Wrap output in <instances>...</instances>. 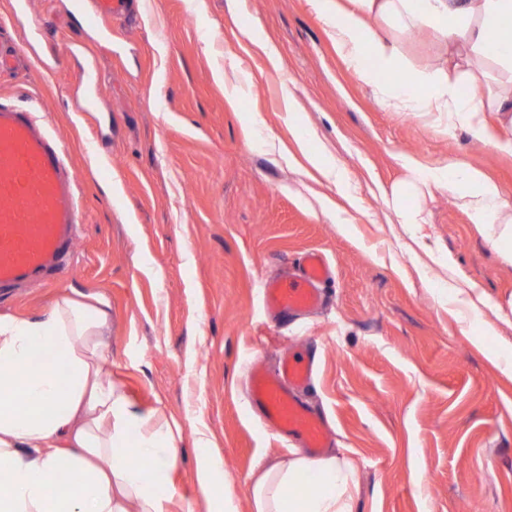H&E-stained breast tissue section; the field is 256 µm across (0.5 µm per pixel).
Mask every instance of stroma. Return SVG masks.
I'll use <instances>...</instances> for the list:
<instances>
[{
    "label": "stroma",
    "mask_w": 512,
    "mask_h": 512,
    "mask_svg": "<svg viewBox=\"0 0 512 512\" xmlns=\"http://www.w3.org/2000/svg\"><path fill=\"white\" fill-rule=\"evenodd\" d=\"M36 25L46 38L29 65L0 72V97L35 107L66 149L86 221L73 268L1 296L0 315L39 314L64 291L108 297L113 373L142 412L182 431L172 512H215L193 479L199 429L251 512L258 465L291 445L249 410L247 360L273 372L299 351L316 358L305 401L332 452L355 462V512H512V263L447 191L414 198L422 224L387 204L407 156L480 168L512 203V155L436 113L383 108L309 0H133L105 38L70 0L22 13L0 0V40ZM399 49L417 69L452 54L432 29ZM229 83L242 88L233 104ZM311 250L334 269L324 306L269 322L260 281ZM452 278L487 299L473 320L449 302Z\"/></svg>",
    "instance_id": "stroma-1"
}]
</instances>
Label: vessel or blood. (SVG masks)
I'll return each mask as SVG.
<instances>
[{"mask_svg": "<svg viewBox=\"0 0 512 512\" xmlns=\"http://www.w3.org/2000/svg\"><path fill=\"white\" fill-rule=\"evenodd\" d=\"M125 8L126 0H91L82 20L97 25ZM83 223L65 149L41 130L32 109L0 100V294L51 283L66 269ZM332 275L322 253H305L287 274L262 283L267 312L316 310ZM312 374V359L296 355L281 361L275 377L256 363L249 371L248 395L251 409L271 431L316 454L328 446L329 431L298 395Z\"/></svg>", "mask_w": 512, "mask_h": 512, "instance_id": "b4317fda", "label": "vessel or blood"}]
</instances>
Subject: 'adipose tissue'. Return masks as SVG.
<instances>
[{
  "label": "adipose tissue",
  "mask_w": 512,
  "mask_h": 512,
  "mask_svg": "<svg viewBox=\"0 0 512 512\" xmlns=\"http://www.w3.org/2000/svg\"><path fill=\"white\" fill-rule=\"evenodd\" d=\"M337 50L381 105L435 112L449 126L481 129L483 112H512V89L474 80L461 95L443 69H415L398 36L436 28L467 67L494 59L512 76V0H310ZM392 71L391 83L380 72ZM408 187L392 192L401 223L419 224L409 190H448L471 222L512 263V205L476 167L426 169L407 159ZM111 311L101 295L70 293L36 316H0V512H168L180 465L179 426L154 423L112 378ZM137 446L131 461L129 446ZM195 482L230 508L223 463L196 431ZM354 467L342 454L302 449L263 465L251 489L253 512H355Z\"/></svg>",
  "instance_id": "1"
}]
</instances>
